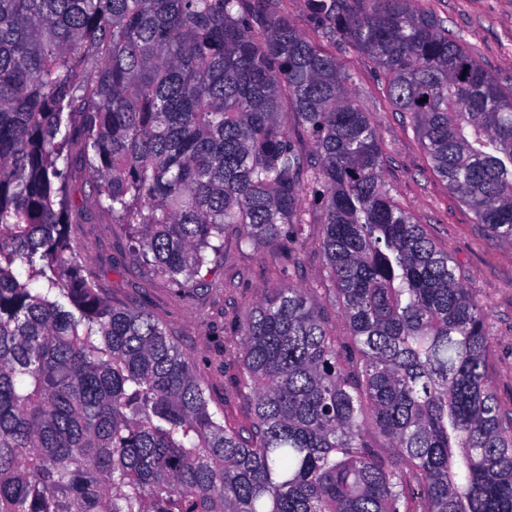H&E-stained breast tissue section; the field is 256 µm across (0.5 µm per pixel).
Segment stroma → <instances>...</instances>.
I'll return each mask as SVG.
<instances>
[{
  "mask_svg": "<svg viewBox=\"0 0 512 512\" xmlns=\"http://www.w3.org/2000/svg\"><path fill=\"white\" fill-rule=\"evenodd\" d=\"M422 2L460 33L486 71L512 88V0ZM336 60L360 76L355 93L378 127L382 178L392 195L458 264L467 287L489 312L495 348L487 377L503 413L512 414V246L492 239L473 212L433 173L409 117L387 103L374 61L361 52L342 49L337 50ZM70 197L73 204L91 211L88 223L72 227L84 275L92 277L113 304L148 310L166 327L203 378L210 410L231 425H249L253 407L246 396L231 391L241 372V358L225 353V340L236 319L275 284L280 269H289L293 284L310 290L321 320L333 335L345 333L323 251L322 208L316 202L307 204L308 223L295 245L270 239L245 249L239 247L234 232H226L222 254L192 286L181 287L138 260L128 225L93 210L92 186L77 168L71 175Z\"/></svg>",
  "mask_w": 512,
  "mask_h": 512,
  "instance_id": "1",
  "label": "stroma"
}]
</instances>
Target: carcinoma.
<instances>
[{"label":"carcinoma","instance_id":"1","mask_svg":"<svg viewBox=\"0 0 512 512\" xmlns=\"http://www.w3.org/2000/svg\"><path fill=\"white\" fill-rule=\"evenodd\" d=\"M307 2L315 39L282 0H0V512H512L487 308L391 196L357 76L321 43L375 61L433 172L508 245L512 88L412 0ZM74 159L180 286L229 228L300 238L322 189L348 343L306 289H268L227 346L253 420L217 419L165 327L82 274Z\"/></svg>","mask_w":512,"mask_h":512}]
</instances>
